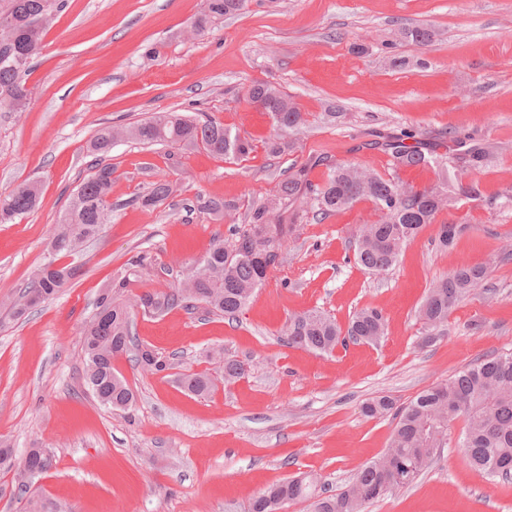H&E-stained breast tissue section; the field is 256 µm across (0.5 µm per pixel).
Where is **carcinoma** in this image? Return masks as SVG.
<instances>
[{
	"label": "carcinoma",
	"instance_id": "obj_1",
	"mask_svg": "<svg viewBox=\"0 0 512 512\" xmlns=\"http://www.w3.org/2000/svg\"><path fill=\"white\" fill-rule=\"evenodd\" d=\"M246 0H203V7L190 33L203 34L224 18L241 11ZM66 0H0V112H19L26 104L28 89L23 77L32 59L43 47V38ZM401 38L419 47L431 44L432 30L414 25L400 31ZM245 102L267 113L276 134L266 143L267 153L279 156L289 143L284 136L300 131L307 122L306 113L278 86L268 81L252 83ZM411 133L387 136L377 146L387 152L397 169L436 166L448 169V156L425 151L405 140ZM142 145L166 144L171 147H198L220 158L244 159L252 145L224 124L212 119L199 120L177 110L155 112L133 125H106L98 129L88 151L104 159L118 141ZM503 145L484 141L461 152L460 160L469 168L500 153ZM312 166L329 170L321 185L308 182V167L303 166L283 180L277 193L252 202L247 208L245 228L235 233L226 246L216 241L204 258L193 265L178 285L165 291L146 290L129 296L131 279L138 277L143 259L136 258L125 275L115 279L99 294L96 313L83 334V374L92 395L105 407L125 411L135 403V393L115 368L117 353L132 354L142 371L157 374L171 368L170 360L149 345L137 342L131 328V315L142 312L161 317L175 307L187 310L200 304L209 313L234 317L250 303L270 269L269 252L278 250L293 224L303 215L324 220L329 216L367 200L379 213L373 224L355 230L354 262L373 273H384L397 262L403 246L414 239L436 215L464 197L478 199L479 183L444 180L436 187L417 189L398 176L385 178L355 165L337 163L318 155ZM114 169L97 163L91 174L70 194L60 224L49 243V266L59 256H71L82 250L85 242L99 236L112 219ZM176 189L167 180L151 184L135 202L145 209H157L170 199ZM39 188L33 182H21L0 199V223H7L35 209ZM296 206L291 219L284 218V205ZM197 208L218 219L236 210V205L215 198H197ZM495 260L461 265L437 281L418 309L424 340L434 341L457 302L484 287ZM79 274V268L57 265L50 272L35 275L29 286L11 301L18 317L58 294ZM382 312L365 308L356 312L347 330L336 319L319 311L308 310L293 315L285 326L288 344L320 353H331L349 341L373 344L384 336ZM216 356L223 362L224 381L241 377L245 363ZM179 382L185 391L205 397L215 389V379L207 373L185 374ZM386 397L367 402L363 413L375 416L392 410ZM464 419L465 426L455 441L464 449L469 466L492 480L512 481V352L487 357L445 381L421 391L405 406L395 410V427L386 449L396 461L389 471L374 461L361 468L339 492L318 489L310 475L295 476L273 484L253 497L246 512H277L283 505L309 500L313 512H366L368 506L387 494L412 485L430 466L436 451L449 447L448 430L452 423ZM53 454L47 448H30L23 463L16 462L10 444L0 440V470L14 472L12 495L19 498L29 492L27 483L36 475L49 471Z\"/></svg>",
	"mask_w": 512,
	"mask_h": 512
}]
</instances>
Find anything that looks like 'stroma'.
Wrapping results in <instances>:
<instances>
[{
	"mask_svg": "<svg viewBox=\"0 0 512 512\" xmlns=\"http://www.w3.org/2000/svg\"><path fill=\"white\" fill-rule=\"evenodd\" d=\"M203 0H67L32 62L27 103L0 112V197L33 180L38 207L0 223V439L17 455L49 448L55 464L31 491L46 512H244L269 485L301 474L342 488L387 449L391 415H364L385 396L402 407L419 392L487 356L512 352V0H247L204 36L187 32ZM430 27L424 49L401 28ZM279 84L308 114L282 155L267 154L272 121L241 96L254 81ZM341 116L328 122L323 114ZM204 112L255 147L248 159L201 149L113 146L112 222L76 258L79 276L22 317L8 301L45 262L69 194L95 163L87 145L106 123L152 113ZM412 133L445 154L493 139L505 151L469 176L482 196L437 214L395 266L370 274L353 261L352 232L375 221L371 202L319 220L305 216L279 249L249 306L236 319L176 308L134 314L136 336L172 369L147 374L128 359L116 368L137 395L129 412L101 406L82 377L83 330L100 292L130 258L146 264L131 293L164 289L216 240L231 242L252 200L274 195L310 154L325 153L382 176L391 159L373 133ZM165 178L178 191L146 210L135 199ZM237 209L216 220L197 196ZM460 231L448 249L439 225ZM498 261L485 289L451 311L425 342L417 309L429 288L462 264ZM364 307L382 311L383 341L319 354L286 343L293 314L325 310L340 326ZM243 361L223 384L213 350ZM217 378L207 397L187 395L180 374ZM367 512H512V482L484 477L460 450H439L410 487Z\"/></svg>",
	"mask_w": 512,
	"mask_h": 512,
	"instance_id": "1",
	"label": "stroma"
}]
</instances>
